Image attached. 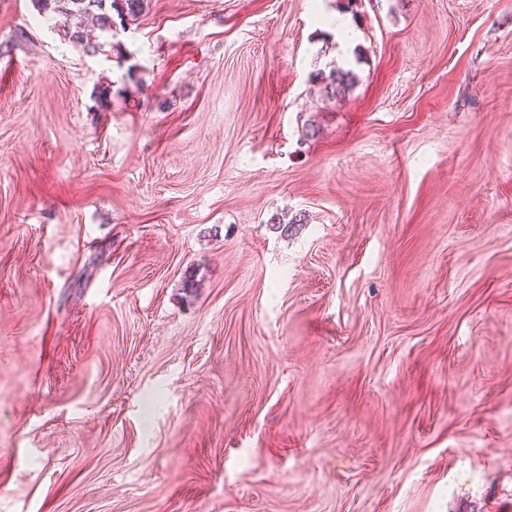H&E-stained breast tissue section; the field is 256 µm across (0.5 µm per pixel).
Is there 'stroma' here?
<instances>
[{
	"instance_id": "1",
	"label": "stroma",
	"mask_w": 512,
	"mask_h": 512,
	"mask_svg": "<svg viewBox=\"0 0 512 512\" xmlns=\"http://www.w3.org/2000/svg\"><path fill=\"white\" fill-rule=\"evenodd\" d=\"M0 512H512V0H0ZM39 13L48 19H55L56 34L83 53H97L104 44L89 37V23L100 35H110L116 23L114 10L125 26V20L135 21L145 11L147 0H34ZM355 77L352 70L334 67L328 74L318 72L315 81L321 85V91L327 98H343L353 87Z\"/></svg>"
}]
</instances>
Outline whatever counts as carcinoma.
<instances>
[{
  "instance_id": "carcinoma-1",
  "label": "carcinoma",
  "mask_w": 512,
  "mask_h": 512,
  "mask_svg": "<svg viewBox=\"0 0 512 512\" xmlns=\"http://www.w3.org/2000/svg\"><path fill=\"white\" fill-rule=\"evenodd\" d=\"M39 13L55 20L56 34L84 53H97L104 44L89 37L87 27L93 25L100 34L110 35L116 25L135 21L145 11L147 0H34ZM120 23H115L114 17ZM315 81L328 98H343L353 87L355 74L350 69L334 67L320 71Z\"/></svg>"
}]
</instances>
